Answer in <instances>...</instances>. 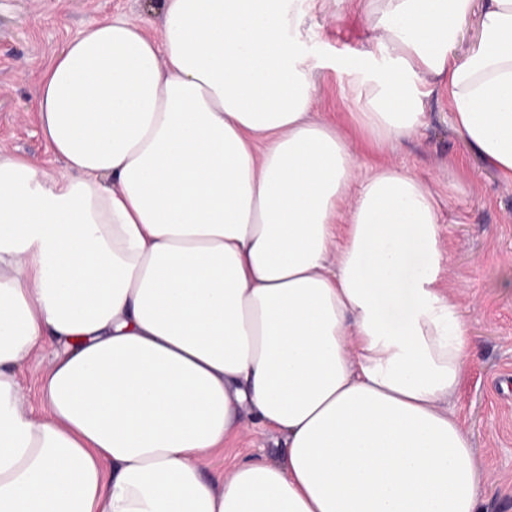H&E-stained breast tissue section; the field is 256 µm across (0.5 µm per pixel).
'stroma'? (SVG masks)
Wrapping results in <instances>:
<instances>
[{
    "mask_svg": "<svg viewBox=\"0 0 512 512\" xmlns=\"http://www.w3.org/2000/svg\"><path fill=\"white\" fill-rule=\"evenodd\" d=\"M124 15L144 19L150 33L163 22L158 0H0V152L64 173L51 161L37 119L41 69L87 27ZM302 48L315 84V120L350 126L355 105L345 92L361 59L380 58L362 12L343 0L305 18ZM425 120L413 138L377 150L352 139L362 169L379 163L423 176L430 185L445 249L443 288L461 303L473 342L453 406L465 422L484 477L482 512H512V291L497 282L512 263V184L466 148L448 109L447 93L424 100ZM279 435L249 421L233 448L212 458L207 473L223 482L235 463L272 455Z\"/></svg>",
    "mask_w": 512,
    "mask_h": 512,
    "instance_id": "35a3bbf8",
    "label": "stroma"
}]
</instances>
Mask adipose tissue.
Here are the masks:
<instances>
[{
    "label": "adipose tissue",
    "instance_id": "obj_1",
    "mask_svg": "<svg viewBox=\"0 0 512 512\" xmlns=\"http://www.w3.org/2000/svg\"><path fill=\"white\" fill-rule=\"evenodd\" d=\"M320 2L163 0L159 34L115 17L44 67L68 173L0 154V512H481L437 208L311 119ZM347 2L388 56L351 87L355 132L411 137L441 81L512 182V0L461 59L475 0ZM48 336L36 419L17 371ZM247 413L286 451L215 484Z\"/></svg>",
    "mask_w": 512,
    "mask_h": 512
}]
</instances>
